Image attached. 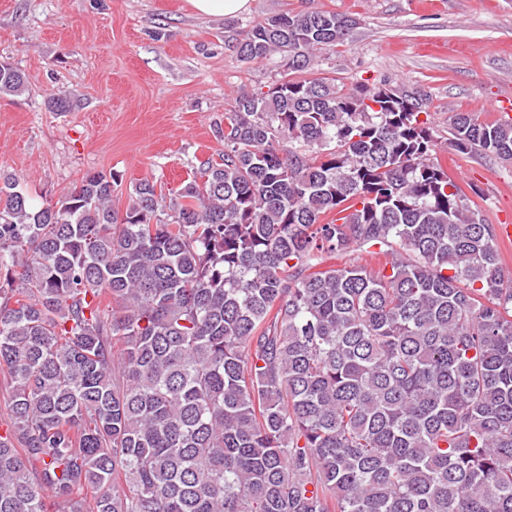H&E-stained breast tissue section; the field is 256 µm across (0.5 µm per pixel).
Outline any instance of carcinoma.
I'll use <instances>...</instances> for the list:
<instances>
[{
  "mask_svg": "<svg viewBox=\"0 0 512 512\" xmlns=\"http://www.w3.org/2000/svg\"><path fill=\"white\" fill-rule=\"evenodd\" d=\"M356 25L235 39L288 77L176 190L122 210L89 172L38 205L0 175V512H512V274L424 88L306 76ZM450 131L512 163V120Z\"/></svg>",
  "mask_w": 512,
  "mask_h": 512,
  "instance_id": "cac0c4a2",
  "label": "carcinoma"
}]
</instances>
